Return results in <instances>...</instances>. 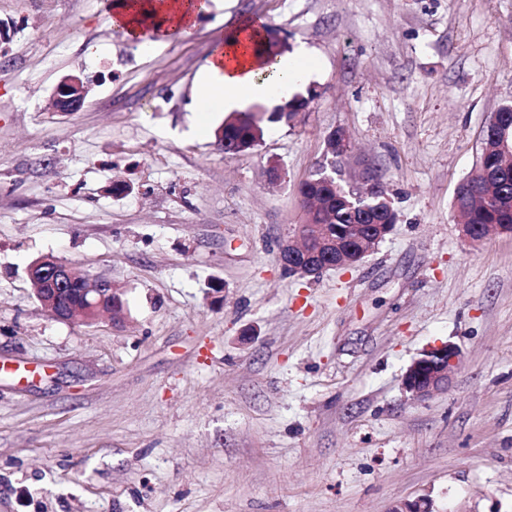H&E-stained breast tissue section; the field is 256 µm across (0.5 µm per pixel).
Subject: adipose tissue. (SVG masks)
<instances>
[{"label": "adipose tissue", "mask_w": 512, "mask_h": 512, "mask_svg": "<svg viewBox=\"0 0 512 512\" xmlns=\"http://www.w3.org/2000/svg\"><path fill=\"white\" fill-rule=\"evenodd\" d=\"M110 7L112 25L126 37L138 40L147 29L166 36L188 33L206 5L204 0H112ZM253 28L252 21H244L214 45L198 80L202 107L231 108L268 100L298 85L308 49L301 47L294 56L281 55L268 61Z\"/></svg>", "instance_id": "obj_1"}]
</instances>
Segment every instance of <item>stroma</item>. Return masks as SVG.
Wrapping results in <instances>:
<instances>
[{
    "mask_svg": "<svg viewBox=\"0 0 512 512\" xmlns=\"http://www.w3.org/2000/svg\"><path fill=\"white\" fill-rule=\"evenodd\" d=\"M108 3L0 0V512H512V232L472 242L453 208L512 103V0H208L149 50ZM247 19L310 50L313 101L229 155L196 80ZM336 129L343 179L377 175L398 221L291 276ZM44 256L109 279L124 320L54 319ZM448 343L447 390L414 399L407 367ZM88 87L81 77L67 75L56 86L54 92V108L56 112L68 114L79 112L86 101Z\"/></svg>",
    "mask_w": 512,
    "mask_h": 512,
    "instance_id": "1",
    "label": "stroma"
}]
</instances>
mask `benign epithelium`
I'll return each mask as SVG.
<instances>
[{
  "label": "benign epithelium",
  "instance_id": "obj_1",
  "mask_svg": "<svg viewBox=\"0 0 512 512\" xmlns=\"http://www.w3.org/2000/svg\"><path fill=\"white\" fill-rule=\"evenodd\" d=\"M87 94L88 87L81 77L67 75L56 86L54 108L64 114L78 112L83 108ZM328 139L336 141V152L332 153L330 160V171L334 172L336 165L348 155L350 142L340 129L330 133ZM342 197L345 207L355 214L369 211L370 201L377 199L368 186L362 189L350 187ZM366 255L367 251L362 248L346 249L336 238L322 234L318 224H300L281 243L279 260L288 273L307 277L317 276L332 267L356 265ZM27 274L31 279L42 281L45 289L39 295V302L58 320L95 321L103 301L108 297L112 298V319L119 320L124 314L121 295L105 279L99 280L96 288L81 290L82 306L60 302L59 295L77 282L76 271L63 261L53 257L41 258L28 267ZM460 359V350L452 344L429 348L407 368L403 376L405 391L416 399L425 400L446 390L449 376Z\"/></svg>",
  "mask_w": 512,
  "mask_h": 512
}]
</instances>
